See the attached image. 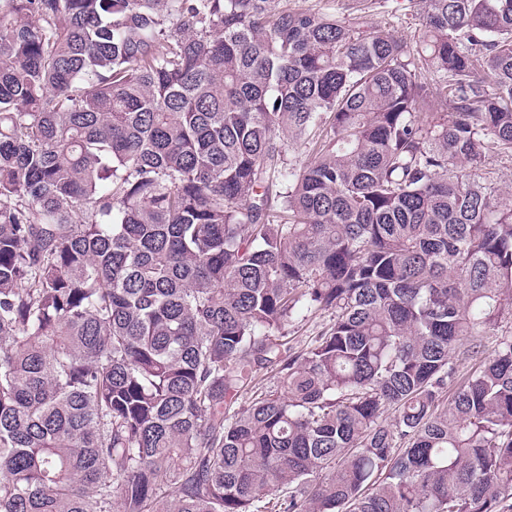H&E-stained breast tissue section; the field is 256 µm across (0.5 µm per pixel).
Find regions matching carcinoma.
<instances>
[{
  "instance_id": "1",
  "label": "carcinoma",
  "mask_w": 512,
  "mask_h": 512,
  "mask_svg": "<svg viewBox=\"0 0 512 512\" xmlns=\"http://www.w3.org/2000/svg\"><path fill=\"white\" fill-rule=\"evenodd\" d=\"M409 5L0 0V512H512V0ZM375 5L369 12L372 24L390 25L408 37L413 36L420 28L419 20L410 8L407 0H372ZM485 167L493 172L494 179L504 191L512 193V158L510 156L491 155L486 158ZM328 319L327 313H303L288 324L286 332L290 344L296 348L303 347L312 336H315L321 325Z\"/></svg>"
}]
</instances>
